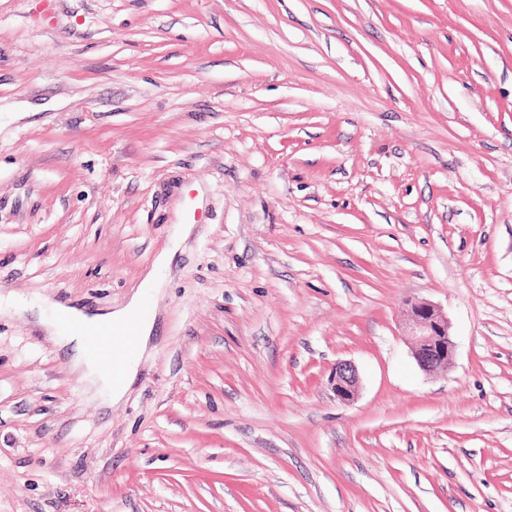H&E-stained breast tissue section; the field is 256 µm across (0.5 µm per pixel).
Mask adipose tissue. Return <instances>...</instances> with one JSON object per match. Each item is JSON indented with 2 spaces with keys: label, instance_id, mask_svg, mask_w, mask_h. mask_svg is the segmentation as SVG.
Masks as SVG:
<instances>
[{
  "label": "adipose tissue",
  "instance_id": "ef3b65f1",
  "mask_svg": "<svg viewBox=\"0 0 512 512\" xmlns=\"http://www.w3.org/2000/svg\"><path fill=\"white\" fill-rule=\"evenodd\" d=\"M171 258L172 254L168 251L159 254L155 258L152 268L147 273L138 292L132 296L124 307L102 314L87 315L75 309L54 303L50 306L52 316L45 319V326L49 331L59 332L58 326L63 321L73 324L79 323L89 327H97L104 324L122 325L132 321L136 324V352L139 357L148 349L155 324L154 317L144 312L145 299L149 296L155 298L160 295L166 274L170 269ZM59 334L61 344L72 347L74 351L72 357L73 366L83 370L85 377L92 386L105 392L109 403L119 402L137 375L140 365L138 357L127 363L121 377L115 380L100 366L95 358L87 356L85 352L86 338L84 335L72 330Z\"/></svg>",
  "mask_w": 512,
  "mask_h": 512
}]
</instances>
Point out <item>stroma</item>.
I'll return each mask as SVG.
<instances>
[{"mask_svg": "<svg viewBox=\"0 0 512 512\" xmlns=\"http://www.w3.org/2000/svg\"><path fill=\"white\" fill-rule=\"evenodd\" d=\"M177 224L120 405L0 318V512H512V0H0V291L123 306ZM404 305L406 336L411 340V355L418 367L426 374L446 367L456 347L447 315L422 299H408ZM359 375L356 367L347 361H340L328 376V385L333 396L341 403L354 401L359 390Z\"/></svg>", "mask_w": 512, "mask_h": 512, "instance_id": "stroma-1", "label": "stroma"}]
</instances>
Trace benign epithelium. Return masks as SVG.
Masks as SVG:
<instances>
[{"label":"benign epithelium","mask_w":512,"mask_h":512,"mask_svg":"<svg viewBox=\"0 0 512 512\" xmlns=\"http://www.w3.org/2000/svg\"><path fill=\"white\" fill-rule=\"evenodd\" d=\"M404 324L411 355L423 372L431 374L448 365L456 343L449 332L448 317L438 306L422 299L406 300ZM359 384L356 367L347 361L336 363L328 376L330 390L341 403L356 399Z\"/></svg>","instance_id":"1"}]
</instances>
